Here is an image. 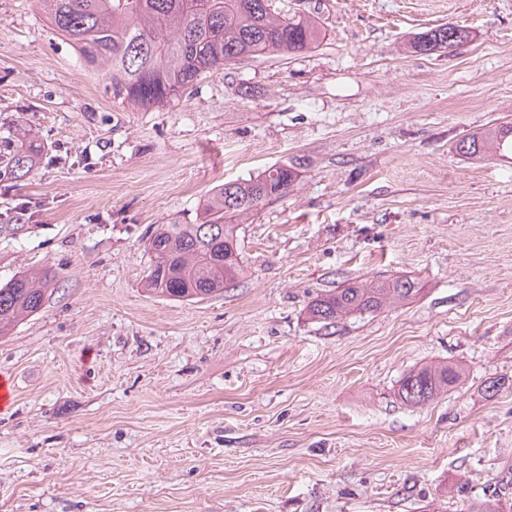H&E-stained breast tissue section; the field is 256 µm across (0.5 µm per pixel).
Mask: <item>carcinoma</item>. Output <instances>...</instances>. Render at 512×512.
Returning a JSON list of instances; mask_svg holds the SVG:
<instances>
[{
	"instance_id": "carcinoma-1",
	"label": "carcinoma",
	"mask_w": 512,
	"mask_h": 512,
	"mask_svg": "<svg viewBox=\"0 0 512 512\" xmlns=\"http://www.w3.org/2000/svg\"><path fill=\"white\" fill-rule=\"evenodd\" d=\"M53 28L88 70L108 80L112 98L148 109L173 101L213 69L243 58L279 52L296 55L320 46L321 30L310 16L283 15L272 0H42ZM471 33L455 23L436 25L410 43L413 53L454 51ZM512 150V124L473 133L456 146L467 158ZM42 157L31 140L24 150L0 157V165L25 178ZM301 159L276 163L247 179L228 181L206 201L197 224H159L147 236V290L172 300H203L224 293L242 273L235 221L266 201L288 194ZM54 276L23 273L0 286V337L42 308ZM418 292L404 276L367 285L349 283L313 298L309 317L327 325L348 315L377 312ZM452 363L426 365L398 388L408 406H425L456 384Z\"/></svg>"
}]
</instances>
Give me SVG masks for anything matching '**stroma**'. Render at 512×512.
Here are the masks:
<instances>
[{
    "mask_svg": "<svg viewBox=\"0 0 512 512\" xmlns=\"http://www.w3.org/2000/svg\"><path fill=\"white\" fill-rule=\"evenodd\" d=\"M314 51L202 76L151 110L114 102L45 20L0 0V285L55 271L0 338V512H512V153L458 155L512 123V0H276ZM473 40L417 54L445 23ZM304 159L238 231L223 295L144 288L145 236L195 223L215 186ZM406 276L402 305L325 326L310 300ZM462 376L409 407L400 379ZM501 380L497 394L486 393ZM41 145L35 140L28 142L24 150L14 155L0 157V165L3 164L10 174L17 179L25 178L36 166L42 157Z\"/></svg>",
    "mask_w": 512,
    "mask_h": 512,
    "instance_id": "obj_1",
    "label": "stroma"
}]
</instances>
